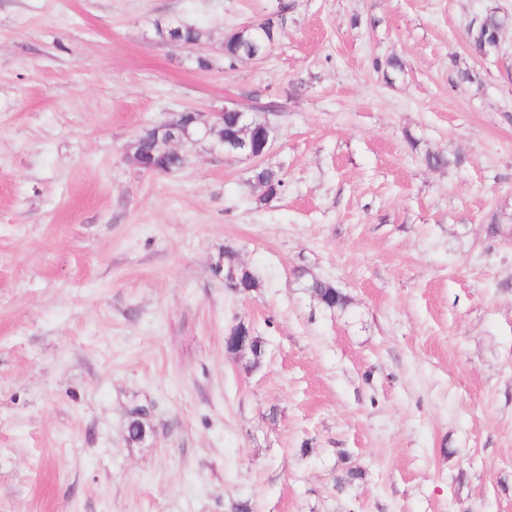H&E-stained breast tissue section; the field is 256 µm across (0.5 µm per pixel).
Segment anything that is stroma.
Segmentation results:
<instances>
[{"label":"stroma","mask_w":512,"mask_h":512,"mask_svg":"<svg viewBox=\"0 0 512 512\" xmlns=\"http://www.w3.org/2000/svg\"><path fill=\"white\" fill-rule=\"evenodd\" d=\"M288 2L230 66L277 0H0V512H512V26L489 55L466 34L512 0ZM231 99L278 129L275 197L198 135L177 171L133 162ZM286 9L288 7L284 6L276 16L267 17L255 27L239 28L228 34L224 39V59L229 65L244 57L264 55L273 42L274 32ZM172 116L157 125L160 131H168L172 133L176 132V135L173 136L167 141V145L169 147H173L177 142L189 141L191 137L189 135V127L194 124L202 121L203 114L200 112H195L191 110H187L184 112H175L171 113ZM307 288L328 309H344L348 304L347 295L343 291L321 279L312 278Z\"/></svg>","instance_id":"obj_1"}]
</instances>
